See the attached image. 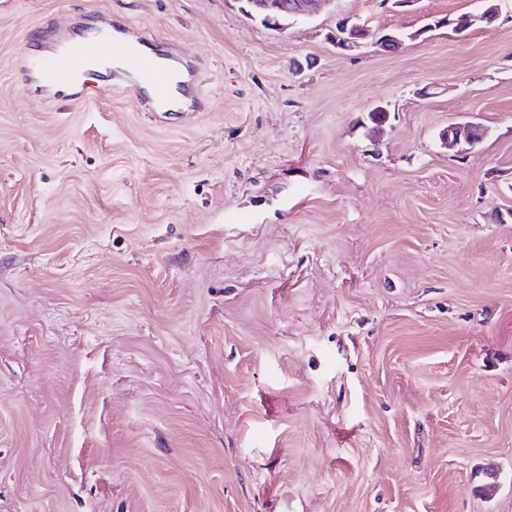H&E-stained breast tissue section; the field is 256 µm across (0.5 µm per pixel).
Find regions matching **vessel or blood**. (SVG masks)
I'll list each match as a JSON object with an SVG mask.
<instances>
[{
	"label": "vessel or blood",
	"instance_id": "vessel-or-blood-1",
	"mask_svg": "<svg viewBox=\"0 0 512 512\" xmlns=\"http://www.w3.org/2000/svg\"><path fill=\"white\" fill-rule=\"evenodd\" d=\"M101 28L100 36L76 42L65 52L43 56L20 68L21 82L28 85L36 79L47 88L78 86L74 98L78 104L130 95L142 100L146 111H163L172 100L175 79L188 65L186 57L173 56L171 65H164L146 53L150 42L146 34H138L129 41L112 36L111 23H102ZM106 56L116 57L121 62L120 68L113 70L110 82L100 86L80 84L81 75Z\"/></svg>",
	"mask_w": 512,
	"mask_h": 512
}]
</instances>
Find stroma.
Returning <instances> with one entry per match:
<instances>
[{"instance_id":"1","label":"stroma","mask_w":512,"mask_h":512,"mask_svg":"<svg viewBox=\"0 0 512 512\" xmlns=\"http://www.w3.org/2000/svg\"><path fill=\"white\" fill-rule=\"evenodd\" d=\"M497 4L459 34L429 24L481 0L282 30L238 0H0V512H512ZM103 16L187 50L200 112L18 80L37 31ZM344 18L410 39L343 51ZM482 134V126L476 122L452 123L443 134L448 147L455 148L462 144L473 145Z\"/></svg>"}]
</instances>
